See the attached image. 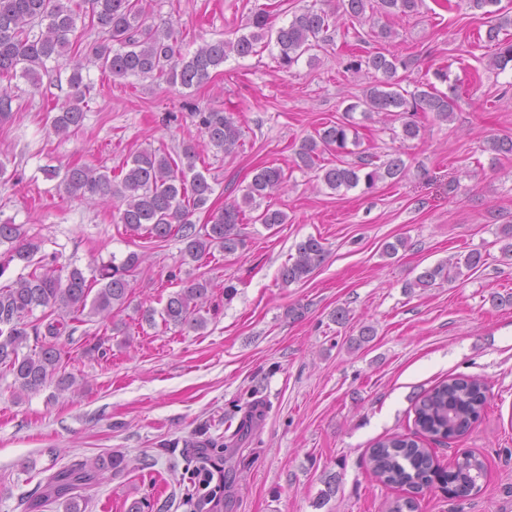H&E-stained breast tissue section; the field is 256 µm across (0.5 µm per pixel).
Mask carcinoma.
I'll list each match as a JSON object with an SVG mask.
<instances>
[{
  "label": "carcinoma",
  "instance_id": "cac0c4a2",
  "mask_svg": "<svg viewBox=\"0 0 512 512\" xmlns=\"http://www.w3.org/2000/svg\"><path fill=\"white\" fill-rule=\"evenodd\" d=\"M419 2L339 0L337 8L350 21L365 24L375 21L378 15L414 14ZM499 2L467 0L470 8L494 18L486 30V39L499 45L491 66L502 70L512 62V40L500 34L512 25V18L501 13ZM80 18L89 19L90 25L102 34L84 55L80 52L82 36L77 34ZM249 27L247 34L204 41L193 52L184 53L173 28L146 25L143 0H0V123L10 120L15 112L12 80L20 76L36 85L50 61L64 58L70 66L68 92L62 102L56 103L57 112L51 121L55 135L67 137L84 125L89 83L85 82L83 71L88 64L115 78L152 77L189 89L207 82L230 56H252L261 46H274L279 67L288 69L325 40L329 29L337 27V18L311 6L293 14L288 24L276 29L270 11L258 8L252 12ZM409 66L410 60L381 51L349 56L344 69L364 68L372 74V81L362 96L347 104L342 119L324 123L303 138L295 152V165L317 171V180L335 192L360 185L371 190L380 181L403 176L406 164L399 156L378 163L375 155L361 151L352 163L323 164L321 159L327 152L338 156L348 152L350 143L359 146L353 118L359 109L367 119L383 115L402 120L404 140L423 135V127L414 120L419 112H431L441 121L452 117L454 95L439 91L430 82L419 84L412 91L402 87L405 77L398 70L406 71ZM195 117L207 144L227 154L238 146L241 130L232 116L210 110L199 111ZM199 159L192 145L186 146L176 159L161 149H146L129 156L117 176L87 164H74L62 171L47 168L44 174L48 180H58V187L74 199L118 200V221L127 230L145 234L152 243L176 237L184 244L183 255L193 261L216 248L226 254L244 248L239 225L248 211L257 212L250 221L269 230L286 223L283 211L270 206L260 208L259 200L271 197L287 182L283 168L268 165L256 169L241 199L212 212L208 223L194 224L192 216L207 206L215 192L208 177L196 170ZM5 243L9 247L0 252V277L15 260L32 270L0 285V368L13 375L20 393L38 391L52 382L58 390H68L76 380L60 375L63 349L59 344L68 322L78 321L82 315L112 319L124 310L132 294L130 277L143 256L133 251L119 262L113 256L96 266L89 279L78 267L65 273L53 260H34L41 249L40 241L11 219L0 218V245ZM326 256L320 239L309 236L296 245V255L280 267L277 280L284 288L301 282L321 267ZM481 265V252L472 250L424 268L405 288L411 291L448 283L462 276L463 270L472 271ZM209 289L210 283L205 279L184 282L169 295L161 310H143L142 319L152 324L158 316L167 327L201 330L207 324L201 311ZM38 309L41 314L37 316ZM486 392L484 383L476 378L453 377L440 382L415 401L416 433L435 438L466 433L485 407ZM368 464L383 484L414 490L429 486L439 471L430 450L404 435L377 442L370 449ZM126 467L124 458L111 455L64 466L48 476L44 493L26 497V510L41 512L49 502L61 500L66 512H81V492L98 484L103 473ZM485 476L484 461L472 452H463L446 475L451 485L448 492L466 497L480 490L478 482Z\"/></svg>",
  "mask_w": 512,
  "mask_h": 512
}]
</instances>
